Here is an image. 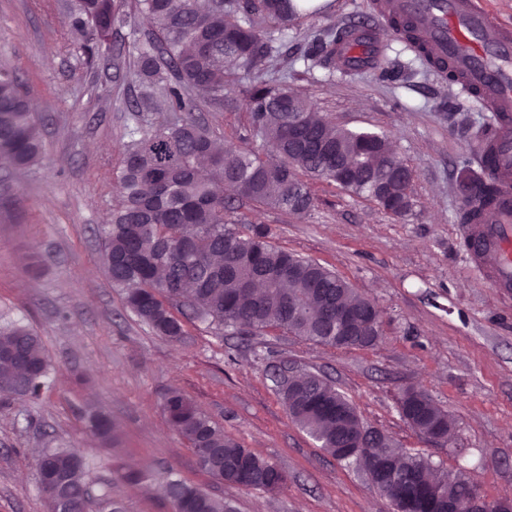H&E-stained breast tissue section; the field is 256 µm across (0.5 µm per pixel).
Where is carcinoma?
<instances>
[{
  "mask_svg": "<svg viewBox=\"0 0 512 512\" xmlns=\"http://www.w3.org/2000/svg\"><path fill=\"white\" fill-rule=\"evenodd\" d=\"M70 15L74 37L82 42L85 61L93 65L112 32L126 26L128 14L114 0H82ZM135 0L134 11L149 27L148 38L130 51L129 77L134 87L133 125L126 131L122 168L118 175L121 199L108 223L98 229L101 260L119 289L126 309L153 330L171 339L184 333L183 323L170 307L188 304L194 318L217 330L245 328L254 334L279 327L318 344L336 348L374 346L381 329L377 305L353 285L318 261L288 252L272 243L267 224L243 223L224 197L229 187L236 198L293 214L313 204L308 183L300 174L333 180L358 195L371 196V179H386L398 203L395 216L411 208L409 183L397 177L405 162L383 135L352 131L332 124L288 85L259 83L249 90L247 123L262 148L218 143L217 132L200 113L224 108V79L249 72L279 53L276 39L264 38L242 18L258 14L275 27H286L299 14L297 0ZM393 26L406 43L416 46L415 26L396 19ZM348 28L333 29L325 41L313 43L310 57L326 67L336 65V43ZM296 100L299 111H288ZM41 127L28 105V91L8 70L0 69V168L32 167L42 159ZM466 199L463 218L489 201L496 187L485 179ZM256 275L269 279L265 301L246 287ZM366 308L375 318L373 338L336 335L328 329L336 302ZM50 362L39 337L28 326L14 324L0 330V396L37 398L48 379ZM301 386L313 402L298 407L276 388L293 420L328 454L355 465L395 501L424 484L423 475L435 472L445 498L426 499L414 512H447L446 497L479 493L462 471L448 472L418 453L403 451L409 464L402 485L378 479L380 460L371 451L355 457L342 453L345 438L357 429L353 404L329 381L310 374ZM423 412L406 416L426 434L431 424L447 425L448 413L425 394ZM167 421L197 454L207 448L221 451L224 481L245 487L276 490L282 472L239 442L224 435L182 391L165 397ZM89 431L103 445H116L115 426L103 413L87 415ZM36 468L48 469L67 490L69 512H83L90 493L85 461L78 448L49 449ZM168 490L185 499L188 512H232L224 501L179 478Z\"/></svg>",
  "mask_w": 512,
  "mask_h": 512,
  "instance_id": "obj_1",
  "label": "carcinoma"
}]
</instances>
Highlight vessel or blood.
Here are the masks:
<instances>
[{
    "label": "vessel or blood",
    "mask_w": 512,
    "mask_h": 512,
    "mask_svg": "<svg viewBox=\"0 0 512 512\" xmlns=\"http://www.w3.org/2000/svg\"><path fill=\"white\" fill-rule=\"evenodd\" d=\"M416 22L438 59L464 76L468 97L494 112L497 125L480 151L488 155L486 176L497 194L461 234L469 259L495 287L512 288V27L503 24L483 0H377L373 19L359 26L339 50L348 72L371 69L380 59V31L390 12Z\"/></svg>",
    "instance_id": "obj_1"
}]
</instances>
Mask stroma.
I'll return each instance as SVG.
<instances>
[{
	"mask_svg": "<svg viewBox=\"0 0 512 512\" xmlns=\"http://www.w3.org/2000/svg\"><path fill=\"white\" fill-rule=\"evenodd\" d=\"M369 0H327L278 35L279 55L228 80L224 108L206 113L235 144H250L244 112L253 84L288 86L336 126L387 134L413 170L411 209L397 217L335 182L314 179L307 213L244 204L240 215L270 225L275 245L322 263L372 299L382 313L375 347L333 348L280 328L256 336L185 320L184 334L157 335L123 306L100 260L97 233L118 202L116 175L132 125V87L123 64L144 22L112 36L87 67L69 32L72 0H0V69L28 88L43 126L44 154L31 168L0 171V327L22 322L44 346L52 371L39 399L0 401V512H48L35 459L47 448L83 450L99 512H170V475L229 503L234 512H392L366 477L325 453L291 418L274 376L287 367L318 374L355 406L365 425L398 447L449 470L465 469L490 501L512 496V292L470 268L460 233L462 179L479 172L475 134L491 116L464 98L393 29L383 66L344 74L310 60L315 34L370 19ZM464 115L468 132L449 121ZM41 260L40 277L27 271ZM426 391L453 424L433 442L403 418L405 388ZM178 389L258 456L285 485L267 492L202 472L163 402ZM116 426L111 449L91 437L83 414ZM144 470V493L123 481Z\"/></svg>",
	"mask_w": 512,
	"mask_h": 512,
	"instance_id": "stroma-1",
	"label": "stroma"
}]
</instances>
